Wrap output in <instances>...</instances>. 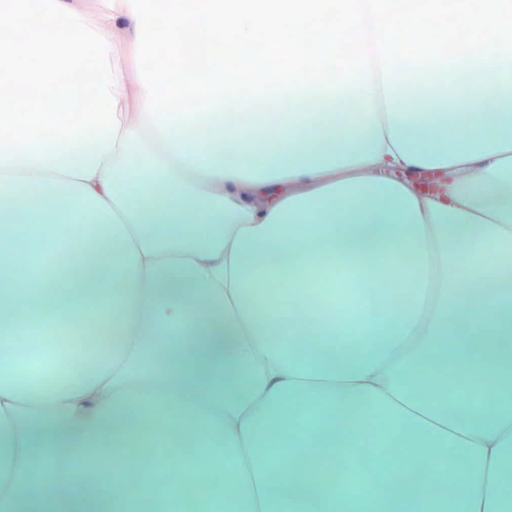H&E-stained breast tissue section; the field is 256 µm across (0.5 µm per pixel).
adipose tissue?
Segmentation results:
<instances>
[{
	"instance_id": "1",
	"label": "adipose tissue",
	"mask_w": 512,
	"mask_h": 512,
	"mask_svg": "<svg viewBox=\"0 0 512 512\" xmlns=\"http://www.w3.org/2000/svg\"><path fill=\"white\" fill-rule=\"evenodd\" d=\"M0 15V235L32 193L34 213L64 196L52 221L68 228L0 257V304L20 303L0 334L37 322L48 292L74 325L62 374L0 376V512H131L135 497L184 512L165 452L183 432L196 471L221 473L198 512H512V51L292 84L284 111L235 98L158 114L167 164L133 129L145 94L127 0H0ZM19 86L52 104L17 121ZM86 94L88 121L63 120ZM422 171L444 180L424 190ZM97 224V275L62 281ZM324 265L352 271L359 301L310 302ZM455 390L473 401L449 403ZM147 411L167 424L148 463L129 450ZM362 448L401 459L356 497L343 486ZM318 465L336 482L303 490ZM444 469L451 490L417 480Z\"/></svg>"
}]
</instances>
